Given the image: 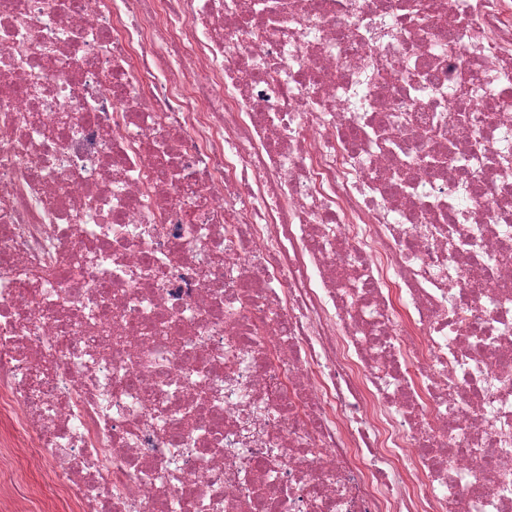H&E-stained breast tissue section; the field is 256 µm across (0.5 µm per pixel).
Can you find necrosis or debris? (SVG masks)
Returning <instances> with one entry per match:
<instances>
[{"mask_svg": "<svg viewBox=\"0 0 512 512\" xmlns=\"http://www.w3.org/2000/svg\"><path fill=\"white\" fill-rule=\"evenodd\" d=\"M17 448L49 512H512V0H0Z\"/></svg>", "mask_w": 512, "mask_h": 512, "instance_id": "necrosis-or-debris-1", "label": "necrosis or debris"}]
</instances>
